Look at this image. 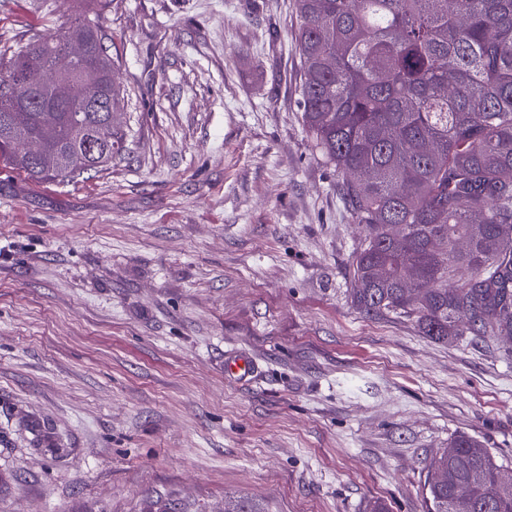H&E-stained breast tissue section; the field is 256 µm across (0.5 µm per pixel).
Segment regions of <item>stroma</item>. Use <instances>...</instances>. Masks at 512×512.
<instances>
[{"label": "stroma", "instance_id": "35a3bbf8", "mask_svg": "<svg viewBox=\"0 0 512 512\" xmlns=\"http://www.w3.org/2000/svg\"><path fill=\"white\" fill-rule=\"evenodd\" d=\"M74 0H0V49ZM125 150L0 165V512H426L460 434L512 477V344L350 302L365 236L296 106V0H105ZM245 358L248 377L224 363ZM44 420L63 451L38 448Z\"/></svg>", "mask_w": 512, "mask_h": 512}]
</instances>
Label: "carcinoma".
<instances>
[{"label":"carcinoma","mask_w":512,"mask_h":512,"mask_svg":"<svg viewBox=\"0 0 512 512\" xmlns=\"http://www.w3.org/2000/svg\"><path fill=\"white\" fill-rule=\"evenodd\" d=\"M76 2L82 8L65 28L0 54V82L21 67L34 75L18 98L0 95V163L35 181L68 183L125 148L114 127L88 152L74 129L99 127L106 113L54 94L50 75L79 34L100 100L123 99L93 8L101 0ZM298 12L297 108L366 230L351 263L352 305L413 318L440 342L512 335V186L501 180L512 170V0H298ZM15 112L42 143L35 160L15 146ZM412 265L419 278L407 294ZM461 270L468 276L453 283ZM29 429L59 451L49 427ZM431 469L442 479L425 482L429 512H455L472 470L471 512H512V482L475 438H454ZM224 512L265 510L230 497Z\"/></svg>","instance_id":"obj_1"}]
</instances>
